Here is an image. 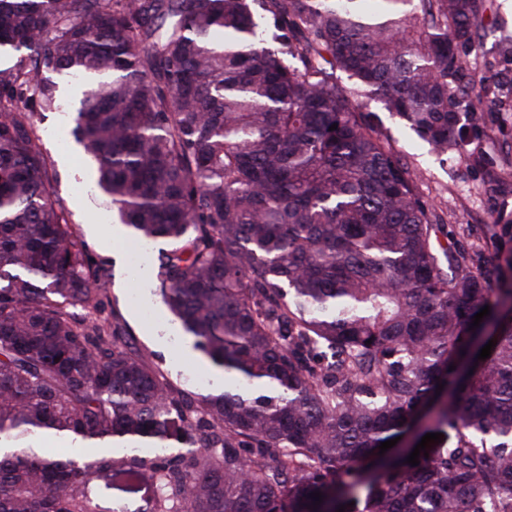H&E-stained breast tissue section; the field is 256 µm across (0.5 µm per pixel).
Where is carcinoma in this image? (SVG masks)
Instances as JSON below:
<instances>
[{
  "label": "carcinoma",
  "mask_w": 512,
  "mask_h": 512,
  "mask_svg": "<svg viewBox=\"0 0 512 512\" xmlns=\"http://www.w3.org/2000/svg\"><path fill=\"white\" fill-rule=\"evenodd\" d=\"M485 2L0 0V512H104L108 473L145 491L111 512H512V282L441 241L367 105L439 155L488 136L463 105L512 110V38L476 76ZM52 74L98 78L75 140L170 244L162 298L224 388L187 399L77 318L107 272L52 189ZM106 484L107 483L101 479L97 482L96 487V493L101 500L102 506L112 508L114 503L117 501H122L132 509L144 505V502L140 500L139 495H130L115 489H107L105 487Z\"/></svg>",
  "instance_id": "carcinoma-1"
}]
</instances>
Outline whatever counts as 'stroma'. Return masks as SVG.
Segmentation results:
<instances>
[{
  "mask_svg": "<svg viewBox=\"0 0 512 512\" xmlns=\"http://www.w3.org/2000/svg\"><path fill=\"white\" fill-rule=\"evenodd\" d=\"M512 34V0H487L484 22L478 28L470 60L477 73L495 62L503 36ZM60 110L35 118L48 155L53 186L68 211L69 223L93 260L108 271L102 294L105 315L126 328L130 349L145 355L151 365L184 395L193 397L222 388L224 375L193 346L160 295L158 255L166 241L135 249L131 230L112 218V205L97 186L94 164L81 152L72 135L73 91L84 78L57 79ZM383 132L416 175L418 191L449 230L467 228L469 240L482 247L486 269H494L512 254V241L487 243V228L512 224V151L492 134L478 146L484 164L474 165L458 153L440 157L405 129L398 118L383 115Z\"/></svg>",
  "mask_w": 512,
  "mask_h": 512,
  "instance_id": "obj_1",
  "label": "stroma"
}]
</instances>
